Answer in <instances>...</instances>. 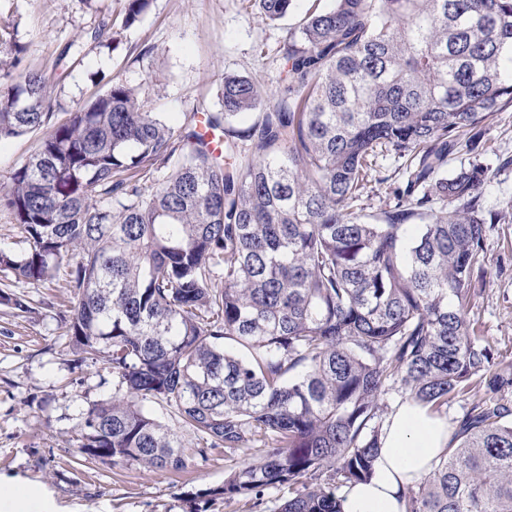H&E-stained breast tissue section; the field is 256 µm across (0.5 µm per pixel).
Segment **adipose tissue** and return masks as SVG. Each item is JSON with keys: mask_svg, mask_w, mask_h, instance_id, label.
<instances>
[{"mask_svg": "<svg viewBox=\"0 0 512 512\" xmlns=\"http://www.w3.org/2000/svg\"><path fill=\"white\" fill-rule=\"evenodd\" d=\"M450 439L443 417L426 407L399 405L385 423L374 477L341 489L343 512H404V486L429 472Z\"/></svg>", "mask_w": 512, "mask_h": 512, "instance_id": "ef3b65f1", "label": "adipose tissue"}]
</instances>
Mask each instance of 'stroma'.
I'll return each instance as SVG.
<instances>
[{"label":"stroma","instance_id":"obj_1","mask_svg":"<svg viewBox=\"0 0 512 512\" xmlns=\"http://www.w3.org/2000/svg\"><path fill=\"white\" fill-rule=\"evenodd\" d=\"M125 0H0V29L27 48L22 65L46 77L55 121L105 92L113 82L141 90L148 111L181 129L195 113L219 112L224 77L250 78L283 90V47L310 6L298 0L281 20L261 18L250 0H151L133 25ZM112 25L111 47L72 46L79 34ZM480 161L490 169L485 209L512 201V105L487 113L476 128ZM42 131L0 140V189L36 151ZM404 161L379 157L354 207L374 220L404 185ZM488 273L473 280L468 311L496 361L512 363V220L485 239ZM63 260L55 276L15 283L22 313L0 304V484L33 490L44 512H278L287 489L267 490L257 508L225 504L217 491L242 460L217 448L190 456L179 473L126 462H88L77 453L81 423L93 404L111 397L112 367L104 358L79 361L59 318L71 301Z\"/></svg>","mask_w":512,"mask_h":512}]
</instances>
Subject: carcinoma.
Here are the masks:
<instances>
[{
	"mask_svg": "<svg viewBox=\"0 0 512 512\" xmlns=\"http://www.w3.org/2000/svg\"><path fill=\"white\" fill-rule=\"evenodd\" d=\"M293 2L254 0L272 22ZM149 4L128 0L125 24ZM81 39L107 46L112 25ZM25 51L0 32V139L45 130L0 191L27 244L0 247V272L31 284L77 258L60 319L116 382L88 410L80 456L185 469L186 446L148 409L166 406L201 458L248 454L226 503L286 485L279 512H341L337 492L374 474L388 395L439 412L478 389L405 512H512V365L467 317L507 213L483 210L478 160L445 173L474 148L461 132L512 104V0L311 7L284 49L287 95L224 76L223 111L206 116L219 155L121 82L52 122L44 75L18 69ZM257 109L244 148L224 121ZM384 151L407 184L371 223L354 202Z\"/></svg>",
	"mask_w": 512,
	"mask_h": 512,
	"instance_id": "1",
	"label": "carcinoma"
}]
</instances>
